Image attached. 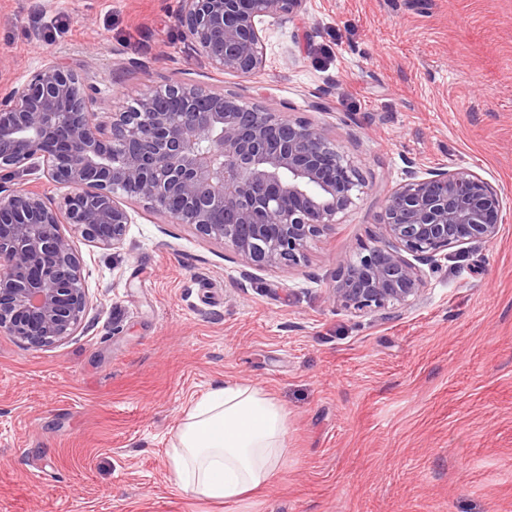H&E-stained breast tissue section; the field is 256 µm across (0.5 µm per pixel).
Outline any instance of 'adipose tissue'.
Segmentation results:
<instances>
[{
  "mask_svg": "<svg viewBox=\"0 0 512 512\" xmlns=\"http://www.w3.org/2000/svg\"><path fill=\"white\" fill-rule=\"evenodd\" d=\"M287 432L281 405L259 387L228 382L189 410L167 455L181 488L231 502L272 480Z\"/></svg>",
  "mask_w": 512,
  "mask_h": 512,
  "instance_id": "obj_1",
  "label": "adipose tissue"
}]
</instances>
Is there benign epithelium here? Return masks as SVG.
<instances>
[{
	"label": "benign epithelium",
	"mask_w": 512,
	"mask_h": 512,
	"mask_svg": "<svg viewBox=\"0 0 512 512\" xmlns=\"http://www.w3.org/2000/svg\"><path fill=\"white\" fill-rule=\"evenodd\" d=\"M305 2L181 0L178 22L213 69L252 75L264 67L257 23L297 17ZM36 166L65 192L12 183ZM361 190L359 170L322 127L184 83L107 112L97 85L49 59L0 88V331L42 348L80 328L88 289L62 225L118 248L132 223L121 196L265 269L299 264ZM502 210L501 193L468 169L410 168L371 244L340 265L333 304L365 313L419 300L426 269L450 248L494 240Z\"/></svg>",
	"instance_id": "obj_1"
}]
</instances>
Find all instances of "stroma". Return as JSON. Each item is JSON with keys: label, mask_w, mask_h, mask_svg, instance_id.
Returning a JSON list of instances; mask_svg holds the SVG:
<instances>
[{"label": "stroma", "mask_w": 512, "mask_h": 512, "mask_svg": "<svg viewBox=\"0 0 512 512\" xmlns=\"http://www.w3.org/2000/svg\"><path fill=\"white\" fill-rule=\"evenodd\" d=\"M180 0H0V83L47 59L119 109L209 86L323 127L363 191L299 265L242 277L222 244L126 201L123 246L66 228L91 307L63 342L0 332V512H512V0H306L263 18L266 66L221 74ZM466 168L504 198L491 242L452 248L422 297L365 314L329 299L407 166ZM255 385L288 419L266 487L180 489L167 450L193 401Z\"/></svg>", "instance_id": "1"}]
</instances>
